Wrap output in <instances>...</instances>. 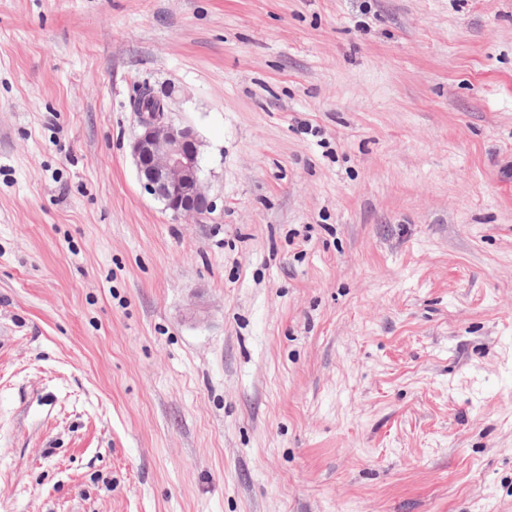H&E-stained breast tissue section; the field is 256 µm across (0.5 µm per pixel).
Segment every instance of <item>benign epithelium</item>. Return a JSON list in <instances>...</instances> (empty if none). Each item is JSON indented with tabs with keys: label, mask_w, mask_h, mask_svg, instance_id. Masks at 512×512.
<instances>
[{
	"label": "benign epithelium",
	"mask_w": 512,
	"mask_h": 512,
	"mask_svg": "<svg viewBox=\"0 0 512 512\" xmlns=\"http://www.w3.org/2000/svg\"><path fill=\"white\" fill-rule=\"evenodd\" d=\"M168 102L155 96L137 113L139 134L131 155L143 189L173 217L202 223L214 202L201 181V156L193 130L168 116Z\"/></svg>",
	"instance_id": "7a95c632"
}]
</instances>
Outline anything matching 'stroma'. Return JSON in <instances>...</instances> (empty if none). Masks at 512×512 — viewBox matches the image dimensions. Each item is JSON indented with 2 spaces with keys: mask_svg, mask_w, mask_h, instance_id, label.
<instances>
[{
  "mask_svg": "<svg viewBox=\"0 0 512 512\" xmlns=\"http://www.w3.org/2000/svg\"><path fill=\"white\" fill-rule=\"evenodd\" d=\"M0 512H512V0H0ZM169 112L167 100L158 95L137 112L140 132L131 155L143 189L165 211L201 223L214 211V202L201 181L199 144L193 130L176 124Z\"/></svg>",
  "mask_w": 512,
  "mask_h": 512,
  "instance_id": "stroma-1",
  "label": "stroma"
}]
</instances>
